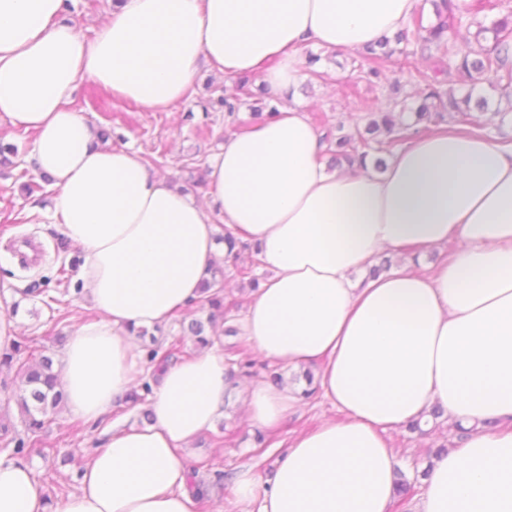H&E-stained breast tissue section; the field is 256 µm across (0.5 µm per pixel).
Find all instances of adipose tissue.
<instances>
[{
    "instance_id": "obj_1",
    "label": "adipose tissue",
    "mask_w": 512,
    "mask_h": 512,
    "mask_svg": "<svg viewBox=\"0 0 512 512\" xmlns=\"http://www.w3.org/2000/svg\"><path fill=\"white\" fill-rule=\"evenodd\" d=\"M421 0H114L93 38L65 0H0V121L38 134L31 162L56 190L52 213L83 253L95 320L60 357L72 413L96 423L136 381L138 328L196 307L218 226L257 248L270 276L238 320L265 359L317 368L343 413L288 441L270 479L235 477L258 512H390L391 430L433 406L466 433L441 455L413 512H512V143L442 131L394 152L384 172L328 170L323 134L286 94L307 76L299 47L356 50L402 28ZM208 62L226 79L261 73L276 116L228 136L204 198L151 176L127 148L100 145L69 107L87 79L169 112ZM456 240L447 262L417 253ZM401 268L361 279L384 249ZM221 349L170 365L153 421L113 427L77 493L49 504L30 466L0 458V512H197L181 454L238 393ZM270 429L298 394L245 388Z\"/></svg>"
}]
</instances>
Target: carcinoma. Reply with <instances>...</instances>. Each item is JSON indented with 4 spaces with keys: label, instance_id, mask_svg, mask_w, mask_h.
<instances>
[{
    "label": "carcinoma",
    "instance_id": "1",
    "mask_svg": "<svg viewBox=\"0 0 512 512\" xmlns=\"http://www.w3.org/2000/svg\"><path fill=\"white\" fill-rule=\"evenodd\" d=\"M437 23L425 26L422 21H413L411 26L401 30L395 36L396 43L415 44L421 49L435 47L440 52L439 72L448 76H456L460 84H475L483 75H491L498 81L512 84V12H509L487 27L478 25L474 40L478 49L461 56L455 50V43L460 35L462 19L455 16L448 0H432ZM491 34L492 44L488 47L481 44L486 34ZM396 49L390 47V40L383 37L366 46L365 53L357 64L352 66L351 73L357 80L368 82L385 75V63L392 58ZM417 77L424 84L421 103L415 112V121L405 124L396 120L394 112L382 113L381 120H370L366 133L359 131L350 134H338L326 130L325 140L333 147L331 163L337 165L346 162L352 167L361 162L370 152L381 155L379 165H384V155H392L398 146L412 136L452 120L456 125H473L470 115L472 91L458 98L452 89L439 87L437 76L424 71H417ZM249 80L240 78L230 89L225 88L217 98L210 100L211 108H220L232 115L238 111L241 98L251 97ZM212 278L206 282L205 289L210 294L204 298L202 305L209 308L207 322L210 324L220 320L224 323L233 319L231 311L224 310V270L221 267L211 268ZM150 336V344L145 346V358L148 366L144 375L140 376L137 388L126 398V405L134 407L146 402L153 395L154 386L159 375L181 351V341L176 339L168 347L159 344L155 335L140 331V336ZM37 348L31 346V340L12 343L10 348L0 353V370L17 369L24 385L19 396L22 409L26 437L9 436L10 427L0 422V452L9 459L26 458L31 450L40 442L41 433L49 413L55 412L65 403V395L59 377L53 371V359L46 355H36ZM225 361L230 374L242 375L245 370L253 367L255 361L244 349L230 345L226 349Z\"/></svg>",
    "mask_w": 512,
    "mask_h": 512
}]
</instances>
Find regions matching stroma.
<instances>
[{"label":"stroma","instance_id":"stroma-1","mask_svg":"<svg viewBox=\"0 0 512 512\" xmlns=\"http://www.w3.org/2000/svg\"><path fill=\"white\" fill-rule=\"evenodd\" d=\"M354 52L336 50L322 56L314 75L300 84L296 99L307 107L310 121L321 130L343 127L352 131L364 127L372 112L395 100H406L408 112L418 106L416 72L433 66L431 58L414 55L412 66L394 54L383 80L353 83L350 70ZM223 74L202 69L190 94L170 112H149L139 104L113 98L111 91L92 80H84L73 97L72 107L82 113L93 127L110 131L109 146L127 148L148 162L150 173L188 185L205 178L210 158L237 129L252 123L253 99H244L235 116L223 112L203 113L200 100L212 96L224 86ZM486 97L490 109L496 110L493 122H481L480 131L496 140L512 139V87L481 83L476 87ZM36 141L34 132L16 129L0 122V142L10 143L18 152L11 164L0 166V313L16 316L14 337L36 338L44 354L60 357V338L70 337L77 321L93 319L79 289L80 250L61 246L63 234L50 217L35 219L33 210L47 207L55 194L51 182L37 175L30 163ZM27 237L41 242L45 253L29 269H21L8 251L11 242ZM250 253L238 259H223L225 304L246 302L250 278L265 280L266 266H251ZM251 267V276L240 273ZM342 420L343 415L321 396L303 400L295 413L274 429L272 441L264 453L256 451L257 429L240 415V401L231 398L213 427L183 450L185 464L198 468V476L214 485L217 475L234 477L247 465L256 466L263 477H270L287 452L290 434L310 430L323 419ZM102 424H88L61 410L48 416L41 436L42 449H54L64 456L76 451L90 456L104 444ZM458 432L452 422L439 418L425 424L423 433L402 428L391 431L389 440L396 452L399 467L408 478L419 476L428 454L436 448L453 446Z\"/></svg>","mask_w":512,"mask_h":512}]
</instances>
